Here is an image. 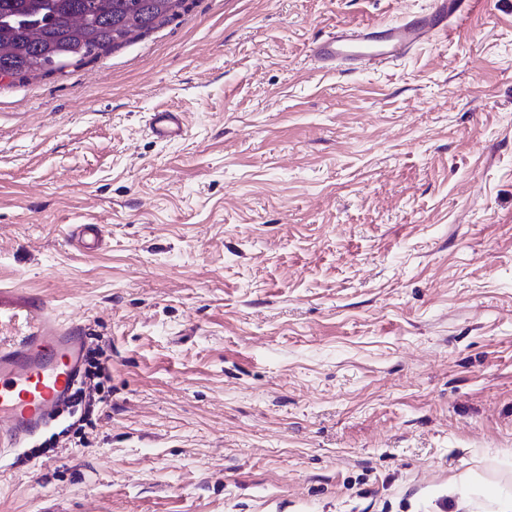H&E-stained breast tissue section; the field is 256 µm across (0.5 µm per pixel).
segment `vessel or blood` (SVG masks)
I'll list each match as a JSON object with an SVG mask.
<instances>
[{
    "label": "vessel or blood",
    "instance_id": "1",
    "mask_svg": "<svg viewBox=\"0 0 512 512\" xmlns=\"http://www.w3.org/2000/svg\"><path fill=\"white\" fill-rule=\"evenodd\" d=\"M475 0H433L428 11L408 13L391 24L339 26L313 40L310 60L342 72L374 69L396 62L420 46L451 38L473 10ZM148 129L172 142L186 134L180 113H151ZM0 318L18 332L0 345V447L14 448L39 431L55 407L67 400L79 373L86 331L60 321L43 298L0 290Z\"/></svg>",
    "mask_w": 512,
    "mask_h": 512
}]
</instances>
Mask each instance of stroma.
I'll return each instance as SVG.
<instances>
[{"label":"stroma","mask_w":512,"mask_h":512,"mask_svg":"<svg viewBox=\"0 0 512 512\" xmlns=\"http://www.w3.org/2000/svg\"><path fill=\"white\" fill-rule=\"evenodd\" d=\"M431 0H186L0 76V289L110 340L87 446L0 512H486L512 490V0L372 70L309 42ZM181 112L153 138L147 113ZM99 225L85 254L76 225ZM148 129L153 137L166 142L178 141L186 134L181 113L170 110L152 112Z\"/></svg>","instance_id":"stroma-1"}]
</instances>
